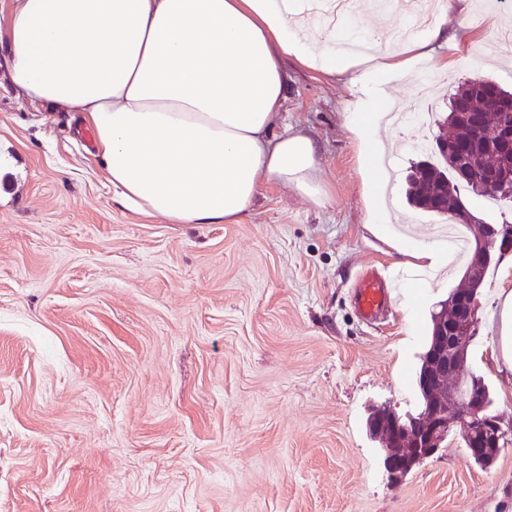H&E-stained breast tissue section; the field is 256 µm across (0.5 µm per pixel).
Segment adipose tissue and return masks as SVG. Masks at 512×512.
<instances>
[{
    "label": "adipose tissue",
    "instance_id": "ef3b65f1",
    "mask_svg": "<svg viewBox=\"0 0 512 512\" xmlns=\"http://www.w3.org/2000/svg\"><path fill=\"white\" fill-rule=\"evenodd\" d=\"M335 0H0V48L18 97L77 113L130 208L169 224H236L263 182L328 203L306 134L276 131L284 63L354 70L346 116L368 176L367 221H390L380 163L385 88L420 71L442 22L397 52L347 51Z\"/></svg>",
    "mask_w": 512,
    "mask_h": 512
}]
</instances>
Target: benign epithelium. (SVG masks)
<instances>
[{
	"mask_svg": "<svg viewBox=\"0 0 512 512\" xmlns=\"http://www.w3.org/2000/svg\"><path fill=\"white\" fill-rule=\"evenodd\" d=\"M512 252V226L495 224L480 238L474 252L479 264ZM453 308L452 326L438 327L434 348L426 353L425 386L432 394L428 408L421 413H408L382 429L388 449L384 467L391 482L397 483L407 474L406 465L422 463L440 449V437L453 427L467 442L471 457L483 448H498L512 432L501 419L488 414L487 401L472 390L465 367L460 365L458 350L466 337L456 335L455 326L471 329L477 310L476 290L465 289L449 301Z\"/></svg>",
	"mask_w": 512,
	"mask_h": 512,
	"instance_id": "benign-epithelium-1",
	"label": "benign epithelium"
}]
</instances>
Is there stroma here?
I'll return each instance as SVG.
<instances>
[{
    "label": "stroma",
    "mask_w": 512,
    "mask_h": 512,
    "mask_svg": "<svg viewBox=\"0 0 512 512\" xmlns=\"http://www.w3.org/2000/svg\"><path fill=\"white\" fill-rule=\"evenodd\" d=\"M468 2L423 75L388 88L423 100L430 137L459 84L512 89V0ZM285 69L281 121L314 141L330 203L267 182L240 223L169 224L129 210L76 113L23 104L0 65V512H512V443L483 468L452 438L389 483L368 408L418 411L430 313L466 262L398 270L365 224L351 73ZM387 157L393 234L432 240L441 218L406 200L421 154L399 137ZM366 267L397 290L370 322L352 298ZM504 288L512 253L479 290L468 363L511 424ZM499 296L502 298V306L494 360L499 367L512 374V289H501Z\"/></svg>",
    "instance_id": "obj_1"
}]
</instances>
